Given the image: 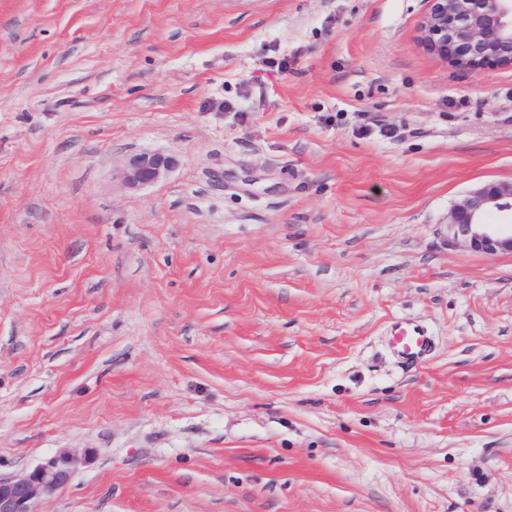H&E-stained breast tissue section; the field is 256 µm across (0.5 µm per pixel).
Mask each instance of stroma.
Wrapping results in <instances>:
<instances>
[{"mask_svg": "<svg viewBox=\"0 0 512 512\" xmlns=\"http://www.w3.org/2000/svg\"><path fill=\"white\" fill-rule=\"evenodd\" d=\"M428 8L0 0V475L90 455L40 512H512V254L444 243L512 66ZM173 164L174 160L170 156L143 152L128 160L120 172V178L130 188L150 185L164 178ZM394 352L405 361H419L429 354L432 340L420 325L397 322L391 331Z\"/></svg>", "mask_w": 512, "mask_h": 512, "instance_id": "stroma-1", "label": "stroma"}]
</instances>
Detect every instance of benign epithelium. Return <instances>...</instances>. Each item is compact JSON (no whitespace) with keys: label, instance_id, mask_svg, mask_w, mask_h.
<instances>
[{"label":"benign epithelium","instance_id":"benign-epithelium-1","mask_svg":"<svg viewBox=\"0 0 512 512\" xmlns=\"http://www.w3.org/2000/svg\"><path fill=\"white\" fill-rule=\"evenodd\" d=\"M429 3L421 34L431 52L469 70L512 66V0ZM173 164L170 156L143 152L128 160L120 178L130 188L150 185ZM445 242L450 249L490 256L512 253V184H485L456 204L448 214ZM88 458L61 451L17 476L0 477V512H37V505L68 486Z\"/></svg>","mask_w":512,"mask_h":512}]
</instances>
